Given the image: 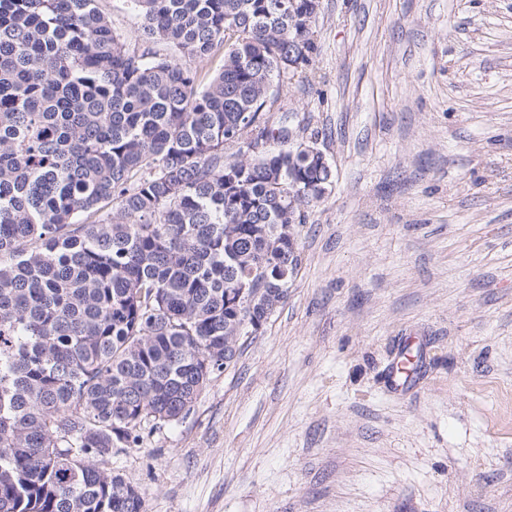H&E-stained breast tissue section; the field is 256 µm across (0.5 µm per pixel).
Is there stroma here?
<instances>
[{
  "mask_svg": "<svg viewBox=\"0 0 512 512\" xmlns=\"http://www.w3.org/2000/svg\"><path fill=\"white\" fill-rule=\"evenodd\" d=\"M316 31L268 114L336 169L288 300L108 466L146 512H512V0H320Z\"/></svg>",
  "mask_w": 512,
  "mask_h": 512,
  "instance_id": "35a3bbf8",
  "label": "stroma"
}]
</instances>
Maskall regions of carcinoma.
Returning a JSON list of instances; mask_svg holds the SVG:
<instances>
[{
    "mask_svg": "<svg viewBox=\"0 0 512 512\" xmlns=\"http://www.w3.org/2000/svg\"><path fill=\"white\" fill-rule=\"evenodd\" d=\"M98 2L0 0V512H145L105 464L263 331L335 181L265 118L312 62L311 0H131L132 49Z\"/></svg>",
    "mask_w": 512,
    "mask_h": 512,
    "instance_id": "obj_1",
    "label": "carcinoma"
}]
</instances>
